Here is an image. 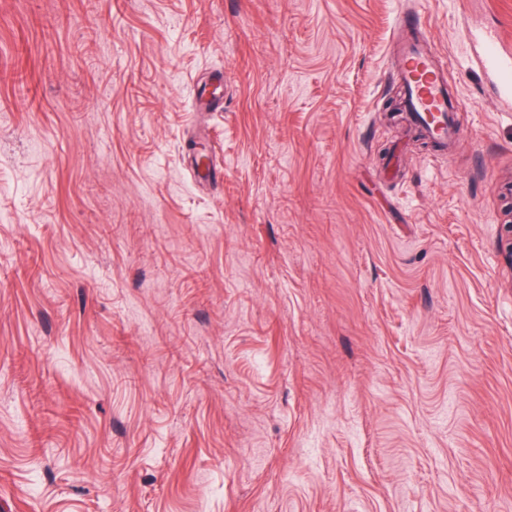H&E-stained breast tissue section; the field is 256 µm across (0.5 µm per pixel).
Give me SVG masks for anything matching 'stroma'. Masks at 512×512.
<instances>
[{
	"label": "stroma",
	"mask_w": 512,
	"mask_h": 512,
	"mask_svg": "<svg viewBox=\"0 0 512 512\" xmlns=\"http://www.w3.org/2000/svg\"><path fill=\"white\" fill-rule=\"evenodd\" d=\"M406 9L449 152L390 118ZM474 32L512 0H0V512H512Z\"/></svg>",
	"instance_id": "35a3bbf8"
}]
</instances>
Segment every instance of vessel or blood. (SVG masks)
<instances>
[{
  "mask_svg": "<svg viewBox=\"0 0 512 512\" xmlns=\"http://www.w3.org/2000/svg\"><path fill=\"white\" fill-rule=\"evenodd\" d=\"M479 63L485 73L494 76L500 94L512 98V53L498 40L486 39L480 45ZM443 72L437 56L419 38L405 42L397 72L404 88L403 109L424 122L431 140L446 145L458 139L460 126Z\"/></svg>",
  "mask_w": 512,
  "mask_h": 512,
  "instance_id": "obj_1",
  "label": "vessel or blood"
}]
</instances>
